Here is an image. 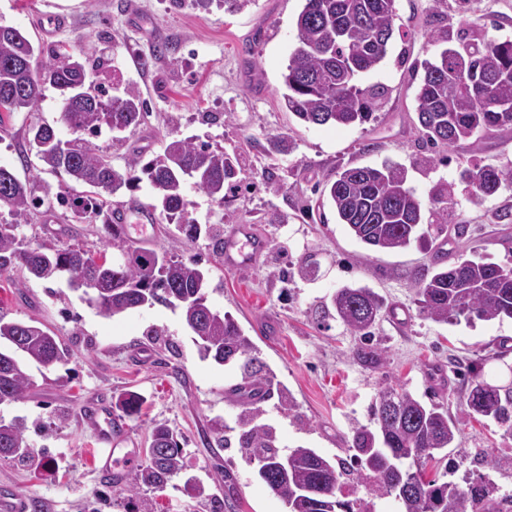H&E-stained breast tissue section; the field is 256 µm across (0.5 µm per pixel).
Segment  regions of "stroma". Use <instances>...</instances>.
I'll return each mask as SVG.
<instances>
[{"label": "stroma", "mask_w": 512, "mask_h": 512, "mask_svg": "<svg viewBox=\"0 0 512 512\" xmlns=\"http://www.w3.org/2000/svg\"><path fill=\"white\" fill-rule=\"evenodd\" d=\"M303 6L304 0H249L230 12L216 2L197 8L190 0L179 6L171 0H0V25L20 29L44 54L64 47L83 62L88 81L104 84L110 95L140 92L150 112L145 125L105 131L95 140L114 165L136 150L151 155L174 135L197 136L238 157L240 183L232 198L220 205L193 187L187 198L198 223L218 224L228 233L249 224L264 237L267 249L250 270H225L209 240L175 237L151 207L148 181L121 189L110 202L128 226L127 243L146 237L151 250L198 257L210 303L233 316L296 400L289 415L275 401L262 405L282 446L349 459L352 430L369 424L378 392L400 386L444 405L459 422L455 470L432 462L427 477L444 474L462 487L483 478L499 493L512 491V471L487 464L491 456L512 455V435L493 420L465 413L473 375L493 385L512 383V319L439 324L422 319L413 303L414 284L434 255L463 249L512 266V185L476 199L461 178L475 166L512 169V138L485 133L450 148L427 146L416 102L422 63L439 51L432 34L444 29L454 36L512 40V0H470L465 8L443 0L437 9L431 0H394L388 54L360 80L364 87H384V103L369 122L349 127L306 124L283 105L282 75ZM50 14L58 15L60 27L49 26ZM161 44L170 47L163 58L155 55ZM62 106L59 92L47 86L34 110L0 114V166L24 183L66 184L81 196L87 186L45 169L27 143L28 128L37 122L53 126L61 140L74 139L61 119ZM171 116L177 125H168ZM278 136L294 139V151H275ZM385 163L405 168L408 187L422 198L436 183L452 184L448 212L437 221L464 225V235L433 231L427 245L376 251L351 235L333 208L320 205L319 191L339 166ZM17 224L20 239L46 248L96 247L103 236L101 223L73 221L59 207H40ZM309 259L319 269L305 279L297 269ZM344 285L370 288L408 312L406 329H397L387 313L374 326L370 344L381 354L378 365L355 358L360 340L342 324L314 318V309ZM0 316L37 321L72 353L63 365L27 362L30 389L24 398L0 404L1 418L25 419L31 453L51 460L47 470L0 460V493L22 496L27 512H226L224 492L214 487L221 469L234 479L233 512H287L239 446V407L225 395L239 378L237 368L200 357L180 310L146 305L106 318L70 289L67 278L45 283L14 269L0 274ZM155 329L162 338L152 337ZM128 393L143 399L133 416L119 406ZM100 401L129 431L137 464L146 461L153 424L173 429L183 442L184 476L161 490L135 492L99 479L83 414ZM217 420L227 427L229 447L214 440ZM188 475L214 488V497H188L182 490Z\"/></svg>", "instance_id": "obj_1"}]
</instances>
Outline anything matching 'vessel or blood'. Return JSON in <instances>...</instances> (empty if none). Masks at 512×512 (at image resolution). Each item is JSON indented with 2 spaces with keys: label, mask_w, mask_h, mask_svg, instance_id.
I'll use <instances>...</instances> for the list:
<instances>
[{
  "label": "vessel or blood",
  "mask_w": 512,
  "mask_h": 512,
  "mask_svg": "<svg viewBox=\"0 0 512 512\" xmlns=\"http://www.w3.org/2000/svg\"><path fill=\"white\" fill-rule=\"evenodd\" d=\"M265 249V240L254 233L251 225H239L224 238V267L230 271L251 269ZM86 423L95 437L93 457L97 471L114 479L120 478L131 464V456L126 452L130 435L116 429L110 413L102 408L91 410Z\"/></svg>",
  "instance_id": "1"
}]
</instances>
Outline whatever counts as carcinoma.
<instances>
[{
  "mask_svg": "<svg viewBox=\"0 0 512 512\" xmlns=\"http://www.w3.org/2000/svg\"><path fill=\"white\" fill-rule=\"evenodd\" d=\"M394 0H305L296 20V44L283 74L284 105L297 119L313 125L348 126L369 121L385 96L381 86L363 88L362 74L387 55L394 33ZM424 75L416 99L422 136L434 146L452 147L479 132L512 133V40L476 41L459 37L434 60L424 61ZM84 64L58 53L41 61L36 47L20 30L0 26V112H18L38 101L45 85L63 97L62 120L82 136L63 142L53 127H29L30 147L49 170L62 171L71 181L98 190L96 195L73 197L52 192L48 184L35 188L20 182L0 167V210L23 216L44 205L50 196L73 218L101 220L106 233L102 247L120 258L97 257L87 247L48 251L17 239L16 225L0 221V273L19 269L38 281L49 282L67 274L82 276L92 293L89 303L112 317L144 305L159 304L181 310L185 327L193 334L201 356L220 365H234L239 381L226 397L243 407L237 416L239 444L257 462V478L288 508V512H355L354 502L341 495L343 460L330 459L313 448L281 450L276 428L261 421L259 404L277 398L283 414L295 410L288 388L259 358V350L232 317L208 302L206 275L199 262L178 259L152 250H132L102 194H116L147 178L153 208L177 236L190 242L206 236L215 250L224 238L212 225L189 217L186 184L224 204L237 184L238 160L224 149L196 137H175L147 162L135 155L116 167L91 138L102 128L122 132L142 125L147 116L140 93L129 88L122 97L109 98L99 90L72 93L86 83ZM464 180L473 197L498 193L512 184V170L484 165L468 169ZM323 193L341 223L361 243L379 251L404 249L422 240L423 201L406 186L404 172L391 164L379 168L342 167ZM418 315L436 323L462 319L491 321L512 318V267L465 254L448 266L441 258L432 272L415 283ZM386 310L382 297L370 288H339L323 314L336 318L351 334L366 341L355 352L364 363H377L380 353L367 341ZM0 399L24 397L31 381L24 360L40 364L65 363L71 352L50 331L34 322L0 319ZM467 415L491 418L512 432V384L492 385L474 378L465 401ZM371 426L353 431L349 449L359 475L366 476L368 496L392 495L395 481L416 480L415 488L395 498L398 512H502V498L484 481L463 488L448 481L428 479V463L448 458L457 421L448 410L394 386L383 389L371 406ZM24 420L0 421V458L14 457L26 447ZM152 452L145 464L131 473L130 489L162 488L184 470V448L178 435L164 423L153 425Z\"/></svg>",
  "mask_w": 512,
  "mask_h": 512,
  "instance_id": "cac0c4a2",
  "label": "carcinoma"
}]
</instances>
